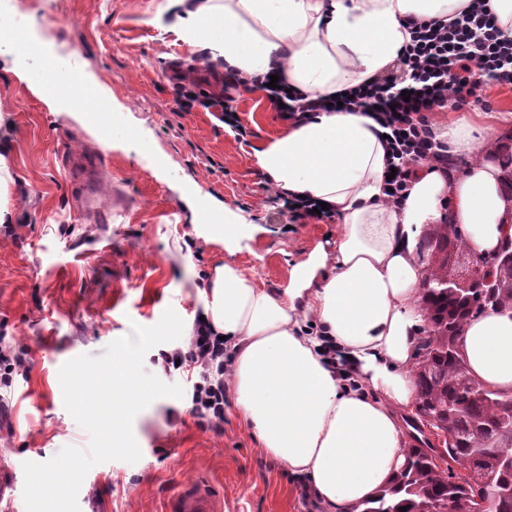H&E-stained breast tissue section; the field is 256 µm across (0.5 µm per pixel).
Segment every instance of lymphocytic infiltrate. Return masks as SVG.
Here are the masks:
<instances>
[{"instance_id": "f902f5d3", "label": "lymphocytic infiltrate", "mask_w": 512, "mask_h": 512, "mask_svg": "<svg viewBox=\"0 0 512 512\" xmlns=\"http://www.w3.org/2000/svg\"><path fill=\"white\" fill-rule=\"evenodd\" d=\"M409 34L395 70L359 84L342 98L344 108L362 109L389 131L388 164L396 173L387 182V200L393 204L401 202L413 164L448 162V146L437 139L431 113L483 104L489 81L512 88V38L501 33L489 0H475L449 22H412ZM240 84L229 72L210 81L182 75L174 87V102L183 112L200 108L212 113L243 138L247 131L231 95ZM286 84V78H279L277 88L268 92L283 120L295 124L327 110L326 99L298 97L286 91Z\"/></svg>"}]
</instances>
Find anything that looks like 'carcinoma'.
<instances>
[{
	"instance_id": "carcinoma-1",
	"label": "carcinoma",
	"mask_w": 512,
	"mask_h": 512,
	"mask_svg": "<svg viewBox=\"0 0 512 512\" xmlns=\"http://www.w3.org/2000/svg\"><path fill=\"white\" fill-rule=\"evenodd\" d=\"M499 164L504 186L512 192V139L499 140ZM471 258V252L452 233L451 225L437 224L424 236L420 253L428 267L425 305L428 325L416 365L419 392L417 412L437 436L452 432V439L408 448L407 460L391 482L354 512H429L451 507L474 512L495 493L493 507L484 512H512V468L500 452L512 453V398H501L473 379L456 349L464 320L476 310L512 312V267L495 266L490 275L500 288L493 293L469 290L450 294L439 288L448 278V251ZM450 458L469 471L459 477L439 460ZM407 510H402V507Z\"/></svg>"
}]
</instances>
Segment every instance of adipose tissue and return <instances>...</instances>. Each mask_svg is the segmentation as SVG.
<instances>
[{
    "mask_svg": "<svg viewBox=\"0 0 512 512\" xmlns=\"http://www.w3.org/2000/svg\"><path fill=\"white\" fill-rule=\"evenodd\" d=\"M471 0H165L160 25L246 80L280 68L303 96H332L390 70L409 19H452ZM383 129L360 111L318 112L260 142L254 157L279 194L327 203L341 219L332 249L314 248L287 286L264 288L228 261L204 284V321L223 337L224 384L262 450L307 485L320 512H353L401 469L398 410L416 406L427 322V225L449 223L493 260L512 241V196L486 130L445 126L465 167L415 166L400 205L383 195ZM473 378L512 396V318L472 314L459 336Z\"/></svg>",
    "mask_w": 512,
    "mask_h": 512,
    "instance_id": "obj_1",
    "label": "adipose tissue"
}]
</instances>
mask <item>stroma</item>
<instances>
[{
  "instance_id": "stroma-1",
  "label": "stroma",
  "mask_w": 512,
  "mask_h": 512,
  "mask_svg": "<svg viewBox=\"0 0 512 512\" xmlns=\"http://www.w3.org/2000/svg\"><path fill=\"white\" fill-rule=\"evenodd\" d=\"M164 0H12L9 18L85 74L100 122L36 86L40 62L0 55V123L8 125L14 223L0 226V334L24 349L28 371L0 392V473L42 463L62 448L88 450L89 432L65 409L60 367L99 356L133 325L150 327L166 309L184 323L204 309L203 281L231 261L281 291L316 246L331 248L340 222L290 223L252 147L287 126L268 98L235 90L249 135L237 140L209 112L178 111L177 66L196 53L156 15ZM96 156L100 211L81 218L70 156ZM233 226L205 242L216 217ZM193 241L191 255L183 242ZM187 337L150 349L144 369L181 385L140 411L137 462L94 465L78 493L80 512H162L167 498L204 479L224 495V512H317L287 467L265 454L224 398L221 426L191 412L198 369L165 368L161 355Z\"/></svg>"
}]
</instances>
